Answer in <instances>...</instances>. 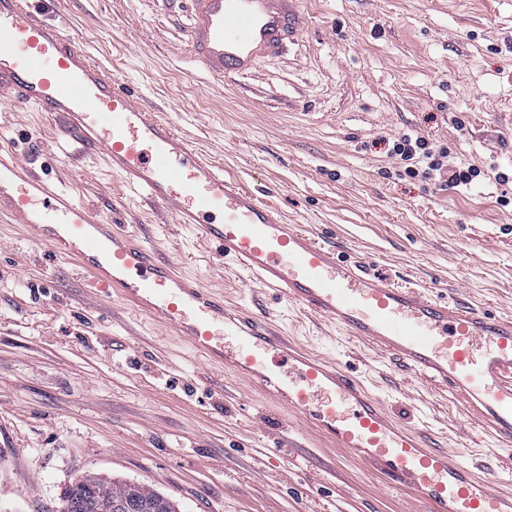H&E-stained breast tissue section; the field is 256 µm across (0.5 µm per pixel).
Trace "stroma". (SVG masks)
Masks as SVG:
<instances>
[{"label":"stroma","mask_w":512,"mask_h":512,"mask_svg":"<svg viewBox=\"0 0 512 512\" xmlns=\"http://www.w3.org/2000/svg\"><path fill=\"white\" fill-rule=\"evenodd\" d=\"M303 30L251 74L217 81L189 52L184 12L165 0H53L48 18L136 90L225 175L289 223L452 302L512 317V184L443 190L398 175L388 140L409 133L461 164L512 171V0H303ZM37 164L104 221L284 335L362 375L393 415L463 451L512 493V446L452 389L215 262L200 232L122 187L66 143L56 120L0 100V143ZM0 218V512H61L66 485L98 475L150 488L180 512H427L245 382H195L197 356L149 315L88 290Z\"/></svg>","instance_id":"stroma-1"}]
</instances>
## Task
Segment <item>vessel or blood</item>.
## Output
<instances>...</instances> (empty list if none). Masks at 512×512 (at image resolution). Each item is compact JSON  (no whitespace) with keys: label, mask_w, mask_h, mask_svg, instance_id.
Listing matches in <instances>:
<instances>
[{"label":"vessel or blood","mask_w":512,"mask_h":512,"mask_svg":"<svg viewBox=\"0 0 512 512\" xmlns=\"http://www.w3.org/2000/svg\"><path fill=\"white\" fill-rule=\"evenodd\" d=\"M301 0H167L185 9L193 58L212 77L251 74L295 42ZM46 0H0V91L59 118L63 137L102 155L125 186L198 228L217 257L267 290L399 357L414 376L463 394L497 441L512 445V319L454 305L340 259L336 248L264 202L201 154L43 16ZM28 226L53 255L74 260L93 293L154 316L199 357L306 418L336 446L415 492L432 512H503L452 448H429L399 427L349 371L276 335L266 322L0 146V215Z\"/></svg>","instance_id":"vessel-or-blood-1"}]
</instances>
